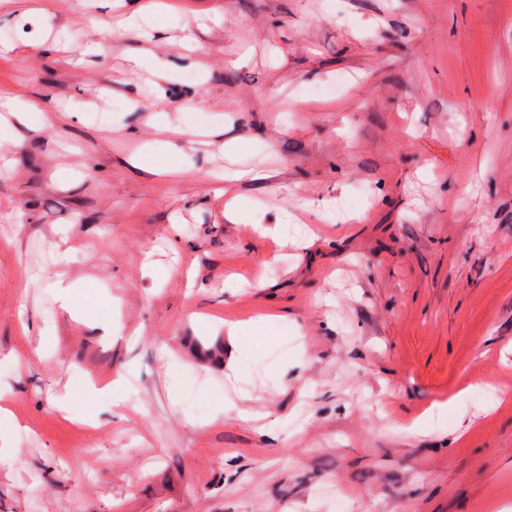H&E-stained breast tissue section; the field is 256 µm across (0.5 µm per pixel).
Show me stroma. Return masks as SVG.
Here are the masks:
<instances>
[{
    "label": "stroma",
    "instance_id": "35a3bbf8",
    "mask_svg": "<svg viewBox=\"0 0 512 512\" xmlns=\"http://www.w3.org/2000/svg\"><path fill=\"white\" fill-rule=\"evenodd\" d=\"M172 3L0 0V512H512V0ZM167 146L168 143L166 142H155L149 145L147 151L134 162V166L137 167L148 163L167 173L176 172V168L168 166L166 154ZM61 276V274L55 275L52 287L59 291L60 308L72 318H77L78 314L75 309L77 305V290L81 288V285L67 283ZM104 393H111L112 401L123 400L124 377L120 375L118 378L112 380L102 387H98L95 383H91L87 387L83 388L79 392V395L84 399L93 400Z\"/></svg>",
    "mask_w": 512,
    "mask_h": 512
}]
</instances>
